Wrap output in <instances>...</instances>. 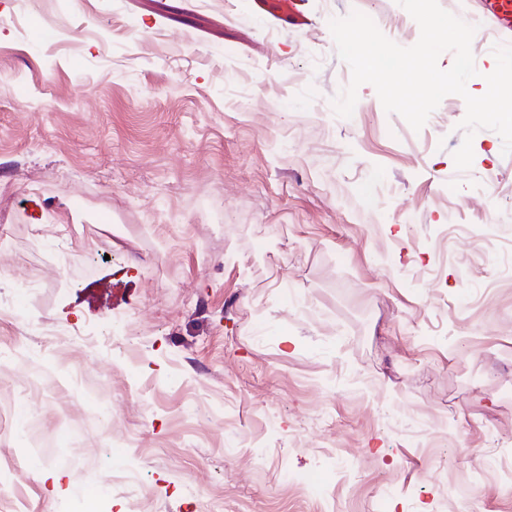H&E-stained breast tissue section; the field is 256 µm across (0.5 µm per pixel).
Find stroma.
<instances>
[{"label":"stroma","mask_w":512,"mask_h":512,"mask_svg":"<svg viewBox=\"0 0 512 512\" xmlns=\"http://www.w3.org/2000/svg\"><path fill=\"white\" fill-rule=\"evenodd\" d=\"M303 9L0 0V512H512V155Z\"/></svg>","instance_id":"stroma-1"}]
</instances>
